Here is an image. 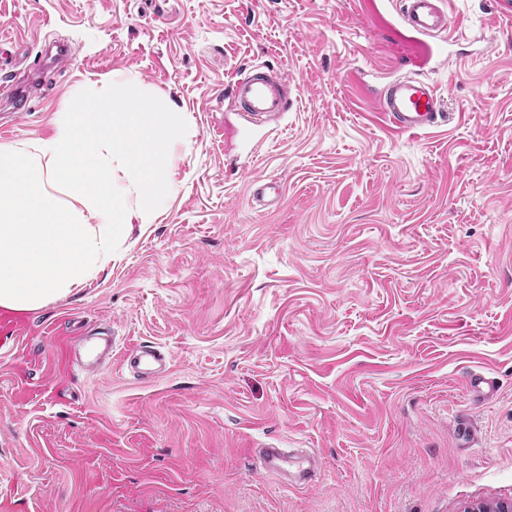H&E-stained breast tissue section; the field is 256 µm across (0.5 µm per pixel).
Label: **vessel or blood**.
<instances>
[{"label":"vessel or blood","mask_w":512,"mask_h":512,"mask_svg":"<svg viewBox=\"0 0 512 512\" xmlns=\"http://www.w3.org/2000/svg\"><path fill=\"white\" fill-rule=\"evenodd\" d=\"M396 4L392 24L404 28L405 36L397 38L396 61L406 66L416 61L447 66L448 57L435 47V39L455 34V23L447 8V0H360L361 7L370 15L381 16L384 6ZM356 83L365 87L364 93L373 108L382 117L387 128L395 134L416 133L438 125L446 117L437 85L410 75L401 74L377 84H367L363 75H355ZM237 111L251 119L268 118L288 109L287 90L277 75L251 71L234 80L224 89ZM282 196V184L275 178L256 179L252 183V201L259 209L277 206ZM116 350L114 342L98 344L86 336L74 337L68 348L70 368H86L111 360ZM123 369L135 376L158 378L171 368L168 356L156 347L141 345L123 353ZM260 464L276 473L285 483L301 484L312 478L314 467L292 468V457L287 449L266 444L255 449Z\"/></svg>","instance_id":"b4317fda"}]
</instances>
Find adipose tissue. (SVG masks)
<instances>
[{
	"instance_id": "adipose-tissue-1",
	"label": "adipose tissue",
	"mask_w": 512,
	"mask_h": 512,
	"mask_svg": "<svg viewBox=\"0 0 512 512\" xmlns=\"http://www.w3.org/2000/svg\"><path fill=\"white\" fill-rule=\"evenodd\" d=\"M37 144H0V308L32 312L96 279L175 187L182 113L117 71L77 92Z\"/></svg>"
}]
</instances>
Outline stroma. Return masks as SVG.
<instances>
[{
    "label": "stroma",
    "mask_w": 512,
    "mask_h": 512,
    "mask_svg": "<svg viewBox=\"0 0 512 512\" xmlns=\"http://www.w3.org/2000/svg\"><path fill=\"white\" fill-rule=\"evenodd\" d=\"M434 80L444 125L393 135L352 74L394 46L351 0H0V92L66 46L0 143L49 138L74 91L136 72L187 117L177 185L97 280L0 338V512H463L512 502V6L451 0ZM290 92L247 125L224 84ZM274 176L280 204L253 206ZM110 327L169 355L66 372V337ZM481 375L494 393L475 395ZM308 451L284 485L254 457ZM121 367L141 379H155L167 374L171 363L168 356L156 347L140 345L123 353ZM253 454L260 464L269 472L276 473L285 485L301 484L312 478L315 473V460L306 454H300V458L309 463V467L298 466L297 471L291 472L289 465L296 463L288 453V449L279 448L275 444H266L261 448H254Z\"/></svg>",
    "instance_id": "35a3bbf8"
}]
</instances>
